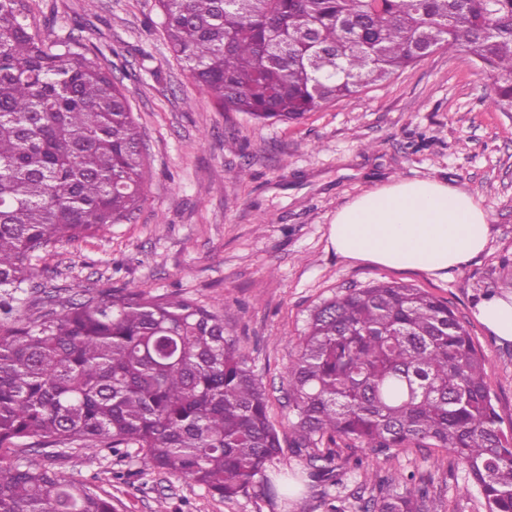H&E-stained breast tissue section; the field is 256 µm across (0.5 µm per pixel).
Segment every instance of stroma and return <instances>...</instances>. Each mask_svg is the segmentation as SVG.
Instances as JSON below:
<instances>
[{"instance_id": "obj_1", "label": "stroma", "mask_w": 512, "mask_h": 512, "mask_svg": "<svg viewBox=\"0 0 512 512\" xmlns=\"http://www.w3.org/2000/svg\"><path fill=\"white\" fill-rule=\"evenodd\" d=\"M33 31L73 35L96 51L128 91L151 178L131 220L63 240L32 258L35 320L47 294L87 298L116 288L177 292L223 307L224 324L260 376L282 453L230 499L139 458L73 450L27 460L92 484L116 512H363L416 475L436 512H488L483 496L442 448L376 453L345 443L294 449L288 366L311 311L373 281L412 285L447 302L486 365V384L512 434V342L491 336L475 308L488 291L512 294V112L492 105L474 55L438 50L379 85L298 123L227 112L173 57L155 0H26ZM244 179H236L238 170ZM434 179L463 189L488 215L485 250L439 277L339 257L329 243L337 210L366 189ZM338 469L339 482L312 478Z\"/></svg>"}]
</instances>
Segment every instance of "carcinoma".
<instances>
[{
    "label": "carcinoma",
    "instance_id": "cac0c4a2",
    "mask_svg": "<svg viewBox=\"0 0 512 512\" xmlns=\"http://www.w3.org/2000/svg\"><path fill=\"white\" fill-rule=\"evenodd\" d=\"M166 39L224 107L295 122L423 60L474 55L512 112V0H157ZM0 0V512H115L112 496L22 464L28 449L123 448L231 498L282 452L224 313L126 288L33 321L30 261L129 221L149 168L125 89L86 44ZM467 328L427 292L376 282L323 302L288 368L293 447L445 449L512 512V438ZM371 512H431L395 490Z\"/></svg>",
    "mask_w": 512,
    "mask_h": 512
}]
</instances>
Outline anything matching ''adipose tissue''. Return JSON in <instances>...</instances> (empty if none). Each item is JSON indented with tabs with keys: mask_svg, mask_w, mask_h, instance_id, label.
I'll return each instance as SVG.
<instances>
[{
	"mask_svg": "<svg viewBox=\"0 0 512 512\" xmlns=\"http://www.w3.org/2000/svg\"><path fill=\"white\" fill-rule=\"evenodd\" d=\"M488 240L487 214L474 197L433 180L363 191L337 211L329 235L342 258L434 275L462 267ZM477 318L500 340L512 341V298H484Z\"/></svg>",
	"mask_w": 512,
	"mask_h": 512,
	"instance_id": "adipose-tissue-1",
	"label": "adipose tissue"
}]
</instances>
